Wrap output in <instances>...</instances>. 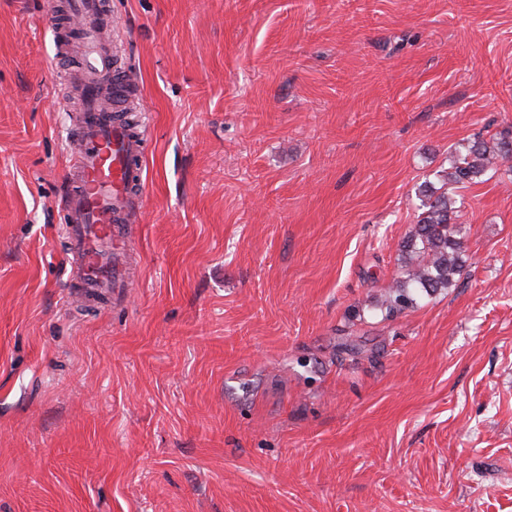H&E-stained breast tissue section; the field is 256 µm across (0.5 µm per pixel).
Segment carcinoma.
<instances>
[{
    "instance_id": "obj_1",
    "label": "carcinoma",
    "mask_w": 512,
    "mask_h": 512,
    "mask_svg": "<svg viewBox=\"0 0 512 512\" xmlns=\"http://www.w3.org/2000/svg\"><path fill=\"white\" fill-rule=\"evenodd\" d=\"M512 160V134L477 137L448 156V167L416 188L419 214L401 241L398 274L376 308L388 320L419 300L431 298L456 285L466 269L464 238L458 222L461 191L483 181L498 162ZM341 354L374 352L366 336H347L336 343Z\"/></svg>"
}]
</instances>
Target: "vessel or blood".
I'll return each mask as SVG.
<instances>
[{"label": "vessel or blood", "instance_id": "b4317fda", "mask_svg": "<svg viewBox=\"0 0 512 512\" xmlns=\"http://www.w3.org/2000/svg\"><path fill=\"white\" fill-rule=\"evenodd\" d=\"M103 0H66L75 36L68 75L81 102V118L66 135L71 158L58 203L66 226L65 266L72 304H122L133 283L128 226L141 210L145 183L141 143L122 116L130 96L112 46L99 33Z\"/></svg>", "mask_w": 512, "mask_h": 512}]
</instances>
